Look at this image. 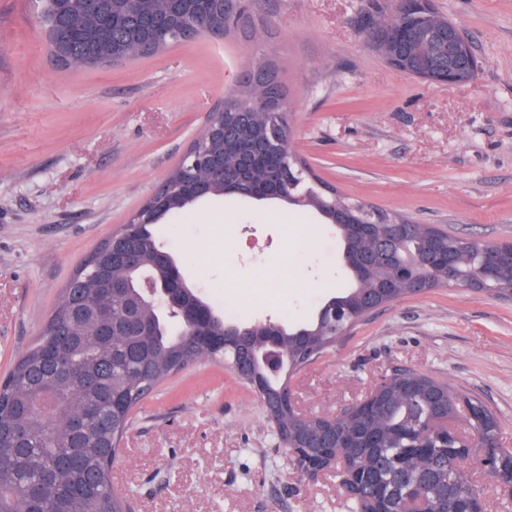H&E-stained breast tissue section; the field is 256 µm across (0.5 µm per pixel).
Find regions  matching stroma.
I'll return each instance as SVG.
<instances>
[{
	"label": "stroma",
	"mask_w": 512,
	"mask_h": 512,
	"mask_svg": "<svg viewBox=\"0 0 512 512\" xmlns=\"http://www.w3.org/2000/svg\"><path fill=\"white\" fill-rule=\"evenodd\" d=\"M432 3L473 47L469 84L424 82L372 49L391 0H248V36L203 35L97 70L54 63L36 0H0V377L262 57L287 89L290 147L324 182L466 239H512V0ZM158 237L237 324L308 321L352 283L335 229L276 200L209 202L167 217ZM286 262L296 281L267 289ZM396 368L482 401L512 449V300L454 284L398 299L290 387L304 412L337 413ZM112 485L131 512H345L335 478L289 468L257 395L208 358L140 403Z\"/></svg>",
	"instance_id": "obj_1"
}]
</instances>
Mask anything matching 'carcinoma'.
Here are the masks:
<instances>
[{"mask_svg":"<svg viewBox=\"0 0 512 512\" xmlns=\"http://www.w3.org/2000/svg\"><path fill=\"white\" fill-rule=\"evenodd\" d=\"M266 71V78L281 94L285 87L278 80L276 65L261 58L252 63ZM308 182L324 202L337 198L336 191L310 173ZM355 213L338 234L344 249L359 250L367 239L385 230L382 224H363ZM497 245L495 240H467L431 225L421 224L418 231L401 243V254L410 262L407 270L436 288L448 283V269L429 260L435 251L478 254ZM131 246L137 249L138 265L107 267L104 282L122 289L132 301L144 291L145 282L155 287L171 280L166 268L154 265L160 241L154 224L134 225ZM184 301L197 313L191 324L171 310L144 308L141 319L153 324L151 333L130 336L112 335V327L89 323L74 326L75 310L69 288H64L46 330L0 378V433L19 434L17 447L0 446V512H126V500L112 488V464L120 454L122 439L130 426L133 412L161 381L186 369L203 357L232 360L233 350H224L226 332L235 330L212 304L191 288ZM336 307L344 311L350 324L364 312L355 288L334 296ZM283 362L270 369L262 360L267 351L265 328L253 326L244 351L256 356L254 372L273 394L288 385V379L302 362L308 349L323 354L336 340V328L325 319H313L296 335L287 325L277 333ZM406 378L394 382L373 432L377 447L362 450L357 463L367 471L384 467L389 471L425 454L441 463L438 481L427 490L436 512L445 508L441 490L462 487L470 482L466 465L458 462L468 449L448 448L439 435L421 438L411 419L417 404L398 392ZM413 382L421 393L433 390L448 398V417L457 414L460 396L449 385L427 375L415 374ZM98 406L102 415L87 419L81 430L72 422ZM64 456H78L84 463L92 491L83 498H72L76 475L58 466Z\"/></svg>","mask_w":512,"mask_h":512,"instance_id":"1","label":"carcinoma"}]
</instances>
